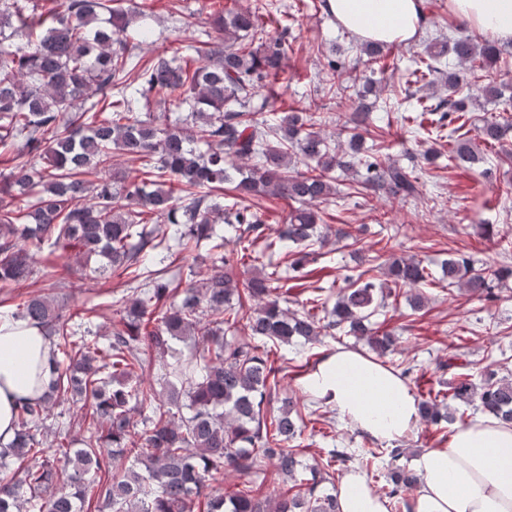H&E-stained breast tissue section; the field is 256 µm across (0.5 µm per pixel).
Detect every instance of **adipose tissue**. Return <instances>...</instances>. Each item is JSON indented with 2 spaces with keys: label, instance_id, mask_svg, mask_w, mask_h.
<instances>
[{
  "label": "adipose tissue",
  "instance_id": "ef3b65f1",
  "mask_svg": "<svg viewBox=\"0 0 512 512\" xmlns=\"http://www.w3.org/2000/svg\"><path fill=\"white\" fill-rule=\"evenodd\" d=\"M425 0H326L325 8L360 38L405 43L418 32ZM448 8L478 34L512 40V0H448ZM52 358L48 337L24 319L0 321V443L14 436L19 399L41 393ZM302 386L355 429L380 442L400 439L419 422L418 402L402 379L376 358L337 349ZM422 484L412 512H512V427L488 417L457 424L448 443L414 460ZM340 512H387L385 500L357 472L344 476Z\"/></svg>",
  "mask_w": 512,
  "mask_h": 512
}]
</instances>
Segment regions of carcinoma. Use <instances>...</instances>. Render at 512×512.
<instances>
[{
    "label": "carcinoma",
    "mask_w": 512,
    "mask_h": 512,
    "mask_svg": "<svg viewBox=\"0 0 512 512\" xmlns=\"http://www.w3.org/2000/svg\"><path fill=\"white\" fill-rule=\"evenodd\" d=\"M276 13L272 3L219 12L210 25L224 40L144 61L120 38L137 16L123 0H63L60 10L38 15L28 13L24 0H0V156L15 161L0 171V288L36 278L32 247L44 244L49 264L73 252L94 274L122 269L136 283L132 296L112 302L116 316L105 345L81 323L82 310L63 315L47 297L22 299L6 313L48 329L56 340L44 392L18 401L14 437L0 451V472L12 458L31 460L0 477V512H91L96 500L112 512H339L336 492L318 487L352 465L381 483L389 512H409L408 493L420 475L396 464L403 449L355 455L336 448L299 480L305 466L293 442L306 423L298 402L286 394L277 411L267 409L280 372L268 365V344L341 333L366 340L384 357L395 341L373 328L372 319L386 298L402 291L422 309L424 288L434 282L415 258L368 255L362 239L342 229L336 241H346L368 267L344 278L331 306L317 287L301 308H283L278 272H248L287 240L302 246L291 265L295 278L308 277L306 265L326 244L319 224L322 206L337 195L330 176L337 169L364 170L357 182L363 191L404 199L419 194L413 170L363 149L361 132L378 119L372 81L357 94L343 148L315 130L323 117L312 112H282L268 123V97L260 89L284 71L285 39H255ZM499 54L494 44L469 36L426 45L404 74L405 85L436 76L448 98L418 99L403 120L441 133L472 101L456 97L459 71L443 69L441 59L465 67ZM510 130L507 118L487 120L479 139L499 142ZM116 154L141 162L140 174L105 176ZM448 160L492 172L490 159L468 139L454 142ZM91 174L97 179H88ZM226 184L233 197L224 202L215 193ZM266 197L299 207L278 237L257 250ZM218 224L232 225L237 235L224 238ZM175 245L185 253L206 246L211 272L161 281ZM376 270L384 277L379 283L370 276ZM240 271L250 276L241 278ZM442 271L448 284L485 299L493 297V280L512 278L509 264L491 271L465 256L448 258ZM184 336L202 338L187 358L170 344ZM144 347L172 359L168 375L180 388L157 393L145 378ZM450 390L452 399L512 425V378L488 367L480 388L459 373ZM183 395L187 416L179 406ZM69 399L89 408L97 427L82 436L60 414L58 442L50 449L44 433L52 406ZM136 411L143 415L140 432ZM419 411L428 424L455 420L456 409L430 391ZM385 454L383 473L375 463ZM130 455L141 467L113 474L114 462ZM61 464L72 469L62 485ZM268 466L294 481L296 491L226 499L218 488L228 469L247 481Z\"/></svg>",
    "instance_id": "carcinoma-1"
}]
</instances>
